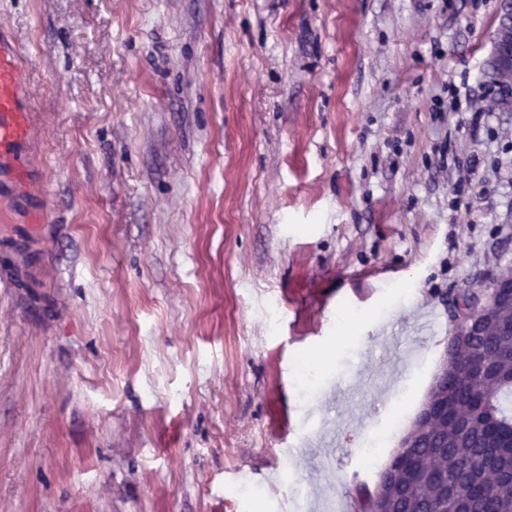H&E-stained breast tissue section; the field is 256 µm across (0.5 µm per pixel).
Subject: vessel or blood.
I'll list each match as a JSON object with an SVG mask.
<instances>
[{"label": "vessel or blood", "mask_w": 512, "mask_h": 512, "mask_svg": "<svg viewBox=\"0 0 512 512\" xmlns=\"http://www.w3.org/2000/svg\"><path fill=\"white\" fill-rule=\"evenodd\" d=\"M23 60L21 47L0 35V193L26 189L34 173L38 116L22 78Z\"/></svg>", "instance_id": "obj_1"}]
</instances>
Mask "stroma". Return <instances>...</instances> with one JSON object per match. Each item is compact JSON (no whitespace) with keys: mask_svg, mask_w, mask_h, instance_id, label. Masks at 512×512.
Wrapping results in <instances>:
<instances>
[{"mask_svg":"<svg viewBox=\"0 0 512 512\" xmlns=\"http://www.w3.org/2000/svg\"><path fill=\"white\" fill-rule=\"evenodd\" d=\"M499 7L0 0L54 202L14 248L0 194V512H324L379 438L375 486L512 270V109L432 110L482 105Z\"/></svg>","mask_w":512,"mask_h":512,"instance_id":"35a3bbf8","label":"stroma"}]
</instances>
